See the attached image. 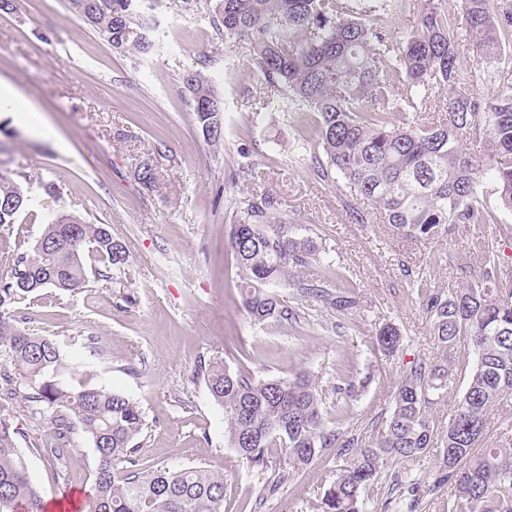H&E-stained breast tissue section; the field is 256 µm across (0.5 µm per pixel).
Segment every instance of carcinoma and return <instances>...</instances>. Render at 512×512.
I'll return each mask as SVG.
<instances>
[{"instance_id":"obj_1","label":"carcinoma","mask_w":512,"mask_h":512,"mask_svg":"<svg viewBox=\"0 0 512 512\" xmlns=\"http://www.w3.org/2000/svg\"><path fill=\"white\" fill-rule=\"evenodd\" d=\"M87 25L116 50L148 57L159 46L157 22L145 0H68ZM184 10L210 9L224 40H247L254 68L290 112L313 114L310 138L323 157L313 156L318 176L345 196L373 205L375 219L413 241L442 242L470 224H495L484 202L496 197L512 212V78L488 97L477 89L460 61L467 41L486 68L497 72L504 38L512 29V0H463L468 17L460 39L436 0H426L416 28L394 40L380 16L397 0H183ZM196 123L216 145L224 137V113L211 82L187 72ZM415 110L412 121L394 119ZM486 131L484 153L464 149V138ZM139 183L159 184L148 161L136 167ZM28 189L0 176V227L27 209ZM277 200L253 196L246 216L230 225L226 248L236 267L240 303L255 323L300 324L304 308L281 302L274 286L315 297L336 313V327L364 308L351 283L330 290L329 281H310L306 271L321 261L317 243L276 216ZM479 269L457 265L462 287L434 288L410 281L428 317L437 354L411 362L393 385L382 425L340 427L349 402L365 381L337 377L335 401L322 397L312 375L257 380L224 361L196 367L215 402L224 408L230 448L261 475L282 460L300 470L332 450L346 463L309 512H365L371 490L385 486L384 512H419L427 496L452 486L448 512H512V429L484 445L491 412L512 401V270L496 247L481 248ZM107 271L127 263L125 245L105 224L74 213L49 216L31 251L14 259L9 282L0 286V347L13 371H0V512H44L40 491L30 482L9 415L17 398L14 379L28 384L31 406L63 407L91 439L98 464L86 512H224V475L201 466L139 468L145 420L128 396L103 387L73 388L57 342L24 326L11 313L17 300L44 288L74 291L87 282L85 255ZM467 339L468 350L459 349ZM377 349L397 355L408 342L391 322L375 328ZM470 366L467 385L446 429L438 430L432 409L448 396L459 368ZM71 422L60 415L50 452L69 451ZM440 445L442 475L428 483L408 473L386 472L389 462L413 463ZM124 476H114L116 467ZM285 476L267 477L247 489L245 508L261 512Z\"/></svg>"}]
</instances>
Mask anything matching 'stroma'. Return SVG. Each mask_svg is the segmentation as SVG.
<instances>
[{"mask_svg":"<svg viewBox=\"0 0 512 512\" xmlns=\"http://www.w3.org/2000/svg\"><path fill=\"white\" fill-rule=\"evenodd\" d=\"M154 14L163 43L135 59L112 48L84 24L66 0H16L0 14V83L31 106L0 112V174L33 185L35 202L15 224L0 228V285L15 255L31 249L50 211L72 212L108 225L129 259L84 288L45 289L14 303L15 315L35 332L55 337L71 370L69 386L125 393L145 418L140 464L150 468L200 465L223 474L224 512H240L258 476L235 457L224 437V410L195 368L220 358L258 379L310 372L323 391L336 383L345 360L365 387L351 404L355 421H381L390 392L414 357L437 352L429 323L407 286L406 270L423 272L432 287L454 288L458 263L480 266L477 241L497 243L512 265V212L495 211L493 224L471 225L466 236L437 244L397 236L387 226L361 223L368 205L320 180L300 146L312 126L309 113L283 112L252 66L249 41H225L212 15L184 11L182 0H159ZM209 78L224 110V140L214 146L192 114L185 71ZM258 162L255 178L234 183L243 158ZM148 160L158 188L135 178ZM54 183L47 202L38 181ZM279 201L278 216L326 251L339 283L357 286L364 313L336 329L318 299H309V323L256 324L237 303L236 269L225 243L234 219L252 195ZM390 321L409 343L395 357L373 343L376 323ZM58 409L32 413L15 402L11 417L31 482L45 501L66 489L90 494L97 455L73 428L65 461L48 451ZM340 461L327 452L307 470L290 474L262 512H303L336 476Z\"/></svg>","mask_w":512,"mask_h":512,"instance_id":"1","label":"stroma"}]
</instances>
